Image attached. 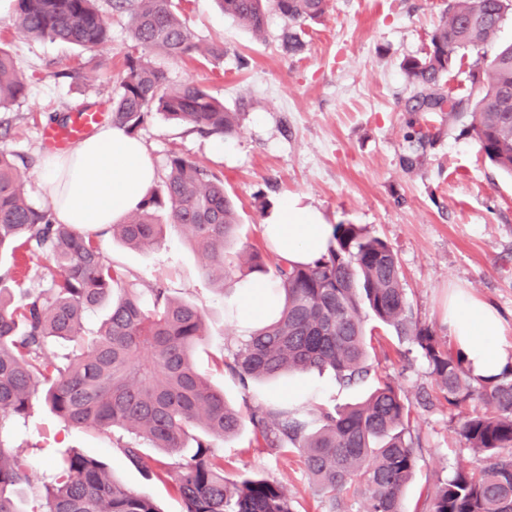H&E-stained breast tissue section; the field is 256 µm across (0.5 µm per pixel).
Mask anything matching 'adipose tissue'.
I'll return each instance as SVG.
<instances>
[{
	"instance_id": "adipose-tissue-1",
	"label": "adipose tissue",
	"mask_w": 512,
	"mask_h": 512,
	"mask_svg": "<svg viewBox=\"0 0 512 512\" xmlns=\"http://www.w3.org/2000/svg\"><path fill=\"white\" fill-rule=\"evenodd\" d=\"M157 181V172L140 139L112 126L100 129L64 154L45 156L42 187L56 220L95 232L134 212ZM333 233L322 213L294 198L284 201L263 226L267 245L279 257L309 264L326 252ZM241 289L252 300L240 314L254 328L272 320L281 307L273 285L257 279ZM455 350L475 376L487 379L512 359L498 311L460 291L447 307Z\"/></svg>"
}]
</instances>
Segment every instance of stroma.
<instances>
[{"label": "stroma", "instance_id": "stroma-1", "mask_svg": "<svg viewBox=\"0 0 512 512\" xmlns=\"http://www.w3.org/2000/svg\"><path fill=\"white\" fill-rule=\"evenodd\" d=\"M201 45L219 44L224 56L199 55L175 60L159 50L143 51L133 40L126 15L111 13V37L92 51L50 39H26L0 21V43L10 49L28 83V94L0 109V149L24 156L22 173L31 201L46 206L40 163L46 150L44 126L60 123L88 105L108 110L125 72L127 55H146L169 82L194 81L231 112L242 115L237 134L204 136L156 114L137 131L158 174H166L171 153L179 152L222 173L237 205L239 237L235 254L250 245L267 265L276 254L262 226L284 200L302 197L327 223L357 224L387 241L397 255L407 300L415 318L448 333L446 307L454 288L494 304L512 343V177L485 159L477 139L465 130L468 118L436 116L442 132L424 144L405 136L416 119V90L403 71L407 57L425 52L441 19L444 0H329L321 23L305 26L306 49L292 55L282 45L286 26L269 14L263 35L224 13L216 0H174ZM512 42V16L493 40L459 51L444 92L473 104L469 73L478 59L491 58ZM82 80L65 78L68 70ZM103 255L121 265L140 287L163 281L172 297L192 301L205 312L208 334L194 352L198 372L223 388L238 408L319 409L361 401L379 381L400 387L412 405L410 432L419 439V464L406 487L404 512H425L427 491L457 465L478 467L480 460L459 435L465 416L479 412L480 401L451 411L419 406L435 383L424 359H405L403 347L377 329L370 351L372 369L352 385L330 372L291 373L241 385L221 360L233 352L245 330L241 275L214 289L204 273L206 258L178 228H167L161 246L145 251L99 237ZM125 430L109 433L66 425L48 407L35 403L31 414L10 426L9 444L26 456L34 487L50 482L56 460L68 449L107 463L113 477L149 497L160 512H183L171 483L145 477L120 452ZM229 477L259 474L281 482L296 512H325L298 449L272 450L257 442L252 425L218 441Z\"/></svg>", "mask_w": 512, "mask_h": 512}]
</instances>
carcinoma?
I'll list each match as a JSON object with an SVG mask.
<instances>
[{
    "label": "carcinoma",
    "instance_id": "carcinoma-1",
    "mask_svg": "<svg viewBox=\"0 0 512 512\" xmlns=\"http://www.w3.org/2000/svg\"><path fill=\"white\" fill-rule=\"evenodd\" d=\"M98 0H16L10 24L27 37L50 38L91 51L110 37ZM224 13L255 34L270 11L288 25L284 47L304 51L301 27L319 21L326 0H219ZM129 18L136 43L173 59L224 48H205L176 10L173 0H110ZM512 12V0H448L441 24L422 57L402 68L417 89L413 112L448 110L458 116L463 100L443 93L442 81L461 49L489 42ZM478 87L471 122L480 150L512 176V45L498 48L490 62L470 72ZM27 83L13 55L0 47V108L25 97ZM192 130L230 136L240 130V113L228 112L200 85L169 84L163 70L143 56L125 59V75L112 97V124L132 135L153 113ZM177 227L209 260L207 276L217 288L232 272L226 248L239 227L224 176L180 153L167 162L165 179L152 188L130 218L106 232L131 249L160 242ZM74 224L55 222L50 211L30 201L16 156L0 150V256H43L59 270L51 287L24 292L13 303L9 282L16 266L0 269V512H20L14 493L31 484L26 459L4 444L3 430L31 413L41 399L71 426L108 431L123 428L134 442L120 446L148 478L172 481L184 512H294L287 489L264 477L240 480L224 474V457L213 439L235 435L245 422L272 449L283 440L300 450L315 492L328 512H342V495L362 498V512H403L402 496L417 469L410 432L412 409L401 390L378 384L360 403L320 413L310 428L300 410L243 412L224 390L195 368L192 356L205 334V313L195 303L169 295L164 283L148 291L125 280L102 254L96 238ZM249 274L273 273L283 304L269 323L240 341L228 371L242 384L253 378L311 370L334 373L354 384L370 373L367 317L391 331L427 363L435 398L460 409L475 399L484 410L465 417L459 429L481 455L477 470L457 466L438 481L429 512H512V364L493 381L474 376L453 344L415 320L393 248L356 224L334 226L326 253L311 264L278 259L269 270L263 254L243 251ZM104 303L110 314L96 335L84 336L88 311ZM50 340L76 345L56 359L43 358ZM179 456L174 466L145 456L138 442ZM43 512H160L149 498L117 482L106 465L77 451L61 459L53 482L44 485Z\"/></svg>",
    "mask_w": 512,
    "mask_h": 512
}]
</instances>
